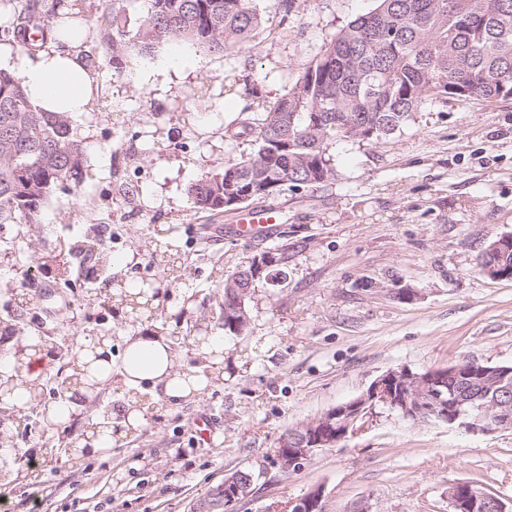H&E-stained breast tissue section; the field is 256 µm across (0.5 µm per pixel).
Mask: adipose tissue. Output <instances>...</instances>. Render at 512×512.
Masks as SVG:
<instances>
[{
    "mask_svg": "<svg viewBox=\"0 0 512 512\" xmlns=\"http://www.w3.org/2000/svg\"><path fill=\"white\" fill-rule=\"evenodd\" d=\"M23 78L31 102L45 112L69 116L90 111L99 93L97 79L82 58L76 41L51 31L43 48L23 60ZM126 354L132 355L123 373L127 384L159 395L182 399L204 390V378L181 372L164 339L134 336Z\"/></svg>",
    "mask_w": 512,
    "mask_h": 512,
    "instance_id": "ef3b65f1",
    "label": "adipose tissue"
}]
</instances>
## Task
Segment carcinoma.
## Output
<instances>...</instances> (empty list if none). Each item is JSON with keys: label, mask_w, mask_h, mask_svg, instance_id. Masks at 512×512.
Returning a JSON list of instances; mask_svg holds the SVG:
<instances>
[{"label": "carcinoma", "mask_w": 512, "mask_h": 512, "mask_svg": "<svg viewBox=\"0 0 512 512\" xmlns=\"http://www.w3.org/2000/svg\"><path fill=\"white\" fill-rule=\"evenodd\" d=\"M112 0L106 16V54L112 66L122 65L129 47L149 52L166 43L187 42L212 54H222L249 42L261 26L254 0H141L143 19L126 29V4ZM377 6L339 29L300 75L295 85L267 112L254 135L256 151L248 158L217 166L189 187L196 211L224 212V189H244L256 178L271 186L270 194L286 188L324 183L334 176L329 154L338 139L349 137L350 125L379 139L400 130L430 96H448L461 88V98L484 100L512 97V0H376ZM60 0H25L0 37L34 50L46 41L50 19ZM84 157L71 117L38 109L26 94L23 78L0 68V224H36L43 201L64 181L78 175ZM90 260L88 273L97 276L103 251L97 240L81 248ZM78 306H105L115 314L124 297L110 288H91L77 298ZM18 337L27 345L48 349L57 368L75 375L80 365L83 335L17 336L12 321L0 324V337ZM10 365L0 370V382L20 379L24 360L9 349ZM45 385L28 381L10 405L17 406L10 425L0 428V483L30 487L47 471L63 463L78 469L85 456L60 452L56 446L31 449L43 468L17 462L14 436L29 426L24 407L39 405L47 422L69 421L84 414L81 424L98 427L96 446L112 440L103 429L112 416L96 414L97 403H85L83 393L55 377L56 401L43 397ZM487 402L508 404L512 384L471 386Z\"/></svg>", "instance_id": "cac0c4a2"}]
</instances>
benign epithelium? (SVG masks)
<instances>
[{
	"instance_id": "7a95c632",
	"label": "benign epithelium",
	"mask_w": 512,
	"mask_h": 512,
	"mask_svg": "<svg viewBox=\"0 0 512 512\" xmlns=\"http://www.w3.org/2000/svg\"><path fill=\"white\" fill-rule=\"evenodd\" d=\"M265 192L257 184L242 191L226 195L224 206L235 209L256 199ZM280 265L276 250H263L248 261V269L240 278L247 281L230 292L229 307L225 316L233 323L246 325L249 320L246 300L251 297L256 282H271V271ZM112 337L99 334L92 337L85 347L81 360L80 375L76 386L85 392V398L97 393L103 380L112 372L110 356ZM480 375V380L497 384L512 377L511 365L488 367L476 361L460 360L446 367L437 368L421 375L406 367L393 368L379 376L360 396L336 405L317 418L296 426L291 436L280 439L276 461L284 472L300 470L317 451L332 448L358 430L357 422L373 418L378 405L388 407L403 419L413 422H430L457 425L470 434H489L512 427V415L505 408L492 403L476 401V398H444L433 390V380L448 383L471 379V374ZM97 429L89 428L77 442L71 444L69 452H91ZM255 481V474L247 475L236 470L224 477L202 500L195 512H237V506L247 496ZM487 494H477L464 482H456L448 490V503L453 512H508V505L500 498L486 500ZM321 489L317 488L291 504V512H320Z\"/></svg>"
}]
</instances>
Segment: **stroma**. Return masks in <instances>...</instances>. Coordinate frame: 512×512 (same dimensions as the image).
I'll return each mask as SVG.
<instances>
[{
  "label": "stroma",
  "instance_id": "stroma-1",
  "mask_svg": "<svg viewBox=\"0 0 512 512\" xmlns=\"http://www.w3.org/2000/svg\"><path fill=\"white\" fill-rule=\"evenodd\" d=\"M264 16L246 46L221 55L187 43L194 69L161 68L169 46L128 50L122 69L102 55L112 0H86L87 51L99 54L102 94L73 129L85 146L77 178L44 201L39 229L0 230V318L27 293L26 332L61 327L112 334V369L145 314L112 318L78 309L63 283L26 284L35 251L79 245L93 225L118 228L106 273L122 286L163 285L159 311L199 313L173 329L179 360L194 369L195 335L224 341V378L197 397L154 396L147 425L86 459L47 475L43 495L12 489L0 512H192L225 475L257 480L238 512H282L318 488L323 512H451L448 486L470 482L512 504V429L472 435L381 414L297 472L275 462L292 427L359 396L389 369L427 371L463 358L512 365V280L480 273L478 256L512 235V98L437 97L400 131L378 140L342 139L329 153L332 179L266 197L285 215L264 240L235 239L233 211L197 213L191 184L213 166L256 149L238 136L296 83L331 37L375 0H256ZM257 95L244 102L245 81ZM178 245L181 278L140 252L146 234ZM282 254L278 284H259L250 324L225 335L215 282L254 254ZM211 416L217 434L195 426Z\"/></svg>",
  "mask_w": 512,
  "mask_h": 512
}]
</instances>
